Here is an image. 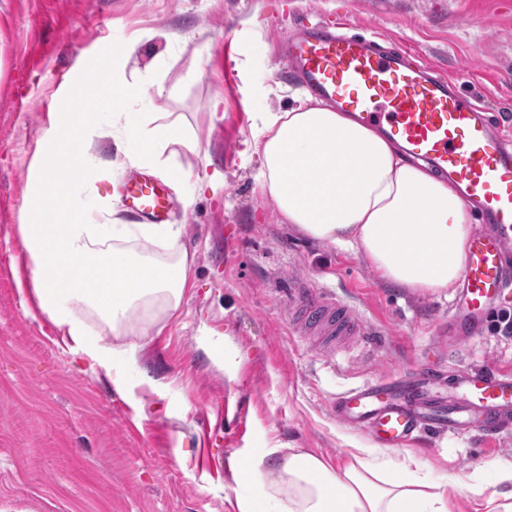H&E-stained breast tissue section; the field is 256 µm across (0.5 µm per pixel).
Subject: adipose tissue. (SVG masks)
<instances>
[{"label":"adipose tissue","instance_id":"adipose-tissue-1","mask_svg":"<svg viewBox=\"0 0 512 512\" xmlns=\"http://www.w3.org/2000/svg\"><path fill=\"white\" fill-rule=\"evenodd\" d=\"M129 55L121 48L83 59L101 80L93 99L73 95L67 111L52 113L25 199L30 220L19 227L32 260L28 280L37 308L57 344L80 350L121 381L139 349L103 344L89 328V315L116 337L128 335L134 315H173L191 260L171 247L180 234L175 225L102 224L77 194L92 175L83 148L90 115L109 113L121 128L124 163L174 183L186 176L174 163L176 147L202 149L197 133L180 123L129 111ZM248 145L260 161L261 193L307 237L362 252L383 280L402 288L436 293L460 278L473 218L456 187L407 160L374 128L309 98L284 112L260 113ZM131 240L136 249H128ZM90 256L99 274L88 280L77 264ZM376 458L356 448L336 469L292 448L269 473L261 459H246L248 482L269 479L273 487L247 499L242 512H448L447 483H431L414 458L403 459L394 475L384 474Z\"/></svg>","mask_w":512,"mask_h":512}]
</instances>
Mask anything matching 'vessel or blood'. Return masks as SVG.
<instances>
[{"label":"vessel or blood","instance_id":"b4317fda","mask_svg":"<svg viewBox=\"0 0 512 512\" xmlns=\"http://www.w3.org/2000/svg\"><path fill=\"white\" fill-rule=\"evenodd\" d=\"M279 54L312 94L378 128L407 157L453 181L465 206L480 216L448 318L449 340L474 336L491 305L512 294V137L476 100L413 62L408 49L387 50L358 35L308 25L282 42ZM124 196L135 215L156 224L175 206L168 190L144 175L125 183ZM285 300L289 316L310 330L370 333L367 320L305 279L292 282ZM330 411L380 448H401L440 431L502 437L512 433V372L413 364L337 394Z\"/></svg>","mask_w":512,"mask_h":512}]
</instances>
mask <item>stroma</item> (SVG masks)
<instances>
[{"label":"stroma","instance_id":"stroma-1","mask_svg":"<svg viewBox=\"0 0 512 512\" xmlns=\"http://www.w3.org/2000/svg\"><path fill=\"white\" fill-rule=\"evenodd\" d=\"M384 34L478 99L512 136V0H0V512H241L249 488L237 463L299 448L342 465L371 447L327 410L336 394L413 363L512 370V337L494 308L457 346L436 336L457 290L415 292L379 278L355 250L282 223L248 152L257 116L283 112L306 91L281 78L278 39L305 23ZM126 47L133 112L192 128L206 154L180 150L190 176L174 188L177 249L193 259L180 309L150 327L133 322L139 368L123 389L82 354L62 349L32 316L13 270L31 263L19 235L31 167L50 113L90 54ZM222 119L211 122L212 110ZM86 150L106 179L80 196L134 218L116 192L133 177L111 116L90 124ZM333 290L373 325L364 344L328 355L298 335L283 306L291 278ZM241 403L226 423L222 395ZM432 481L456 477L454 512H487L512 494V435H429L389 449Z\"/></svg>","mask_w":512,"mask_h":512}]
</instances>
